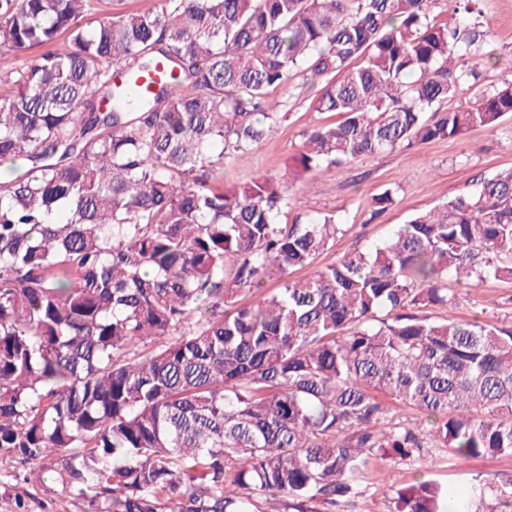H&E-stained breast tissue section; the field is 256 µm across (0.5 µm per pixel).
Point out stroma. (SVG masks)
<instances>
[{"mask_svg":"<svg viewBox=\"0 0 512 512\" xmlns=\"http://www.w3.org/2000/svg\"><path fill=\"white\" fill-rule=\"evenodd\" d=\"M481 20L489 32L488 50L495 66L490 82L512 78V0H482ZM319 88L295 78L270 89L271 99L282 102L287 114L271 136L247 153L224 164V183L242 186L265 174L282 177L302 149V134L332 121L329 113L313 111L310 102ZM512 169V116L501 128L477 126L459 139L434 140L410 149L361 156L350 163L306 176L293 183V203L282 216L285 224L332 215L344 224V235L314 261L322 267L343 254L366 250L384 241L409 216L454 196L471 192L477 179ZM394 193L393 204L374 214V199L384 190ZM435 319L473 317L493 323L512 321V283L486 282L458 287L448 304L427 308ZM26 471L19 461L0 457V512H17L24 500L27 512H88V501L69 492L55 465H46L38 483L24 482ZM438 485L465 493L473 476L497 480L512 474V456L456 457L445 448H426L406 463L371 458L362 484L363 496L348 512H387L389 488L412 482L417 475Z\"/></svg>","mask_w":512,"mask_h":512,"instance_id":"obj_1","label":"stroma"}]
</instances>
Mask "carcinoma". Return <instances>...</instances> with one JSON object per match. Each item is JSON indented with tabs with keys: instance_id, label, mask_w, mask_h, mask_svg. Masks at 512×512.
<instances>
[{
	"instance_id": "cac0c4a2",
	"label": "carcinoma",
	"mask_w": 512,
	"mask_h": 512,
	"mask_svg": "<svg viewBox=\"0 0 512 512\" xmlns=\"http://www.w3.org/2000/svg\"><path fill=\"white\" fill-rule=\"evenodd\" d=\"M92 2L0 0V53L45 48L0 74V456L55 460L90 512H321L373 456H512V324L423 313L512 283V170L300 280L343 225L280 223L311 172L512 114L508 78L443 107L493 66L480 0L452 24L434 0H156L89 25ZM307 76L341 120L224 186L285 117L268 90ZM397 407L426 425L381 424ZM386 497L512 512V476Z\"/></svg>"
}]
</instances>
